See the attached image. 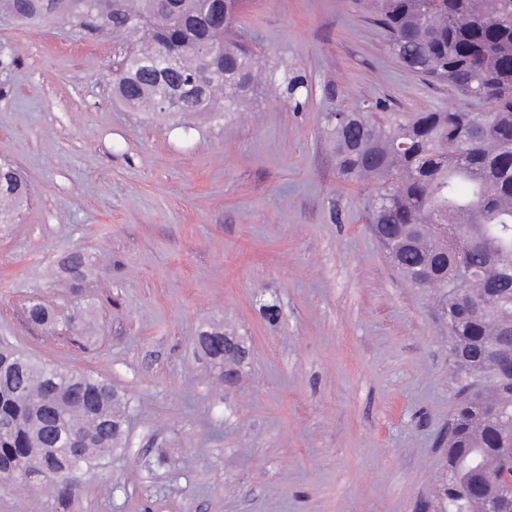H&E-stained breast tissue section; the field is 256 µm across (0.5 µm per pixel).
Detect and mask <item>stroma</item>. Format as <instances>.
Instances as JSON below:
<instances>
[{"label":"stroma","mask_w":512,"mask_h":512,"mask_svg":"<svg viewBox=\"0 0 512 512\" xmlns=\"http://www.w3.org/2000/svg\"><path fill=\"white\" fill-rule=\"evenodd\" d=\"M240 22L263 93L176 127L114 98L111 35L0 27V161L31 189L0 224V336L128 403L75 512H433L448 331L374 236L368 188L338 177L320 117L460 99L392 54L363 0H244ZM288 70L308 84L297 108ZM75 251L90 263L77 288L61 268ZM35 294L66 317L83 297L93 335L35 329ZM206 326L250 349L232 392L194 349Z\"/></svg>","instance_id":"35a3bbf8"}]
</instances>
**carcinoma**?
Returning a JSON list of instances; mask_svg holds the SVG:
<instances>
[{
    "instance_id": "1",
    "label": "carcinoma",
    "mask_w": 512,
    "mask_h": 512,
    "mask_svg": "<svg viewBox=\"0 0 512 512\" xmlns=\"http://www.w3.org/2000/svg\"><path fill=\"white\" fill-rule=\"evenodd\" d=\"M242 0H0V21L62 24L110 33L127 47L114 93L161 119L224 116L267 81L237 30ZM373 21L408 69L454 88L464 104L390 112L381 102L325 112L321 126L348 182L374 193L372 227L415 288L438 295L458 391L448 419L450 512H478L476 482L512 481V373L490 363L512 342V0H370ZM300 106L307 83L283 76ZM29 194L0 162V223ZM74 282L87 261L70 253ZM28 320H59L38 297ZM223 331L196 347L224 366ZM126 405L112 384L37 362L0 340V476L16 488L48 485L71 512L81 476L123 440Z\"/></svg>"
}]
</instances>
